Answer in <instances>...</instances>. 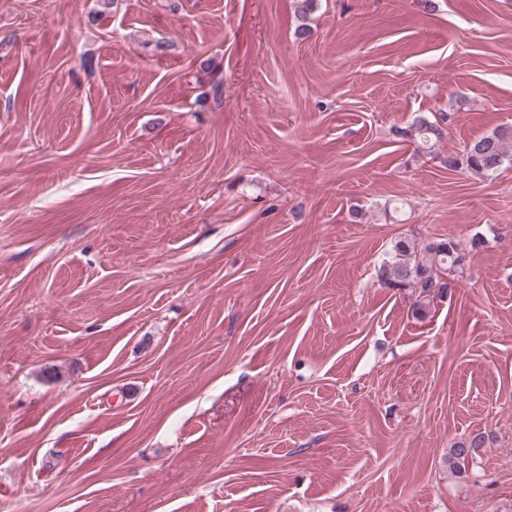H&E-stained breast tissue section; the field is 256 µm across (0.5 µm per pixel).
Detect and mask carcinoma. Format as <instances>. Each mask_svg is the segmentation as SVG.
Wrapping results in <instances>:
<instances>
[{
	"label": "carcinoma",
	"mask_w": 512,
	"mask_h": 512,
	"mask_svg": "<svg viewBox=\"0 0 512 512\" xmlns=\"http://www.w3.org/2000/svg\"><path fill=\"white\" fill-rule=\"evenodd\" d=\"M449 120L450 116L445 113L433 122L421 117L413 124L410 136L417 141L419 149L434 154L442 138V124ZM511 163L512 125L495 128L466 144L462 151L449 154L444 161L450 171L464 170L486 179L494 177L503 165ZM464 261L465 254L452 240L429 243L419 249L408 240L400 239L393 246L390 259L383 265L381 277L391 288L417 289L414 312L424 316L430 294L434 291L446 293L455 287L445 274L461 268ZM484 445L485 436L475 434L450 449L448 462L461 468Z\"/></svg>",
	"instance_id": "1"
}]
</instances>
